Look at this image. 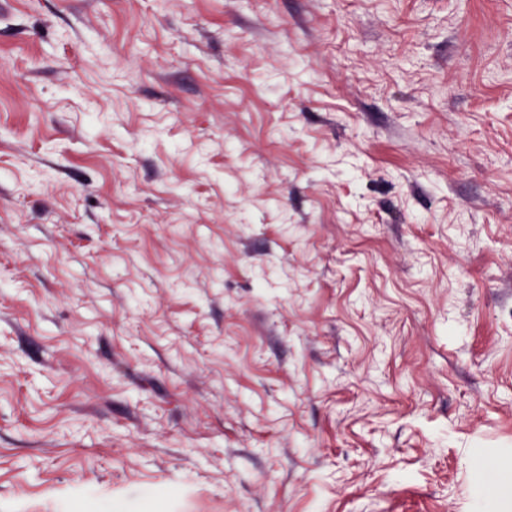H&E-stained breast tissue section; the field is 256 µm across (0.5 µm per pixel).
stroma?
I'll return each instance as SVG.
<instances>
[{"label": "stroma", "mask_w": 512, "mask_h": 512, "mask_svg": "<svg viewBox=\"0 0 512 512\" xmlns=\"http://www.w3.org/2000/svg\"><path fill=\"white\" fill-rule=\"evenodd\" d=\"M0 512H512V0H0Z\"/></svg>", "instance_id": "stroma-1"}]
</instances>
